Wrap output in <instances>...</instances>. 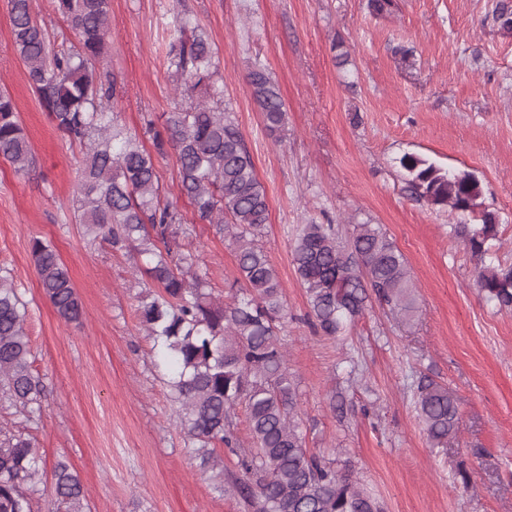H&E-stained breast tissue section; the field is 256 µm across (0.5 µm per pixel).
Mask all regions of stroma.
I'll return each mask as SVG.
<instances>
[{
  "label": "stroma",
  "mask_w": 512,
  "mask_h": 512,
  "mask_svg": "<svg viewBox=\"0 0 512 512\" xmlns=\"http://www.w3.org/2000/svg\"><path fill=\"white\" fill-rule=\"evenodd\" d=\"M495 0H110L103 67L117 79L119 124L144 145V119L177 104L164 30L174 13L218 52L224 102L264 185L261 242L278 271L282 333L310 452L345 466L384 512H512V310L487 301L480 265L454 232L459 217L405 190L398 159L417 153L473 172L500 219L491 256L512 264V32L489 18ZM0 0V91L11 96L35 159L17 175L0 159V270L28 306L33 369L47 386L41 418L0 401V426L30 433L46 464L66 458L90 512H244L217 492L185 448L167 371L136 317L147 280L132 256L91 241L68 205L81 153L56 129L11 49ZM413 52L402 65L400 49ZM348 51L346 69L336 65ZM268 70L286 104L282 141L266 131L247 82ZM349 238L377 225L404 256L413 310L368 298L344 336L314 332L291 249L300 225ZM214 295L237 277L235 253L209 224L192 227ZM55 246L83 306L61 320L44 296L31 240ZM458 399L454 447L437 448L417 418L421 375Z\"/></svg>",
  "instance_id": "1"
}]
</instances>
